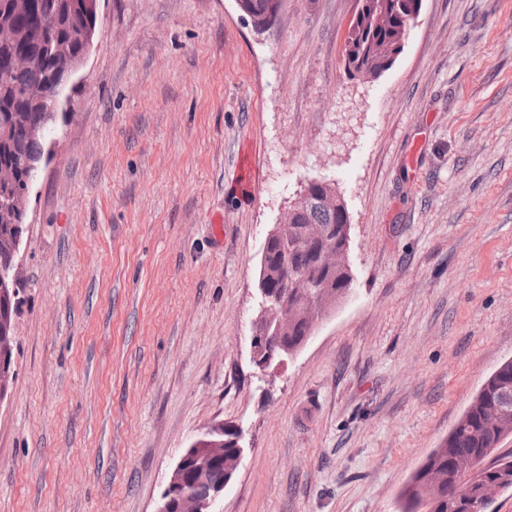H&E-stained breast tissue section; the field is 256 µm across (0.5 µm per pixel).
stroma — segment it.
<instances>
[{
	"instance_id": "35a3bbf8",
	"label": "stroma",
	"mask_w": 512,
	"mask_h": 512,
	"mask_svg": "<svg viewBox=\"0 0 512 512\" xmlns=\"http://www.w3.org/2000/svg\"><path fill=\"white\" fill-rule=\"evenodd\" d=\"M356 10L283 0L258 32L235 0H101L20 248L0 512H154L217 421L243 449L219 512H398L512 359V0H424L374 80ZM314 179L352 286L271 382L262 248Z\"/></svg>"
}]
</instances>
